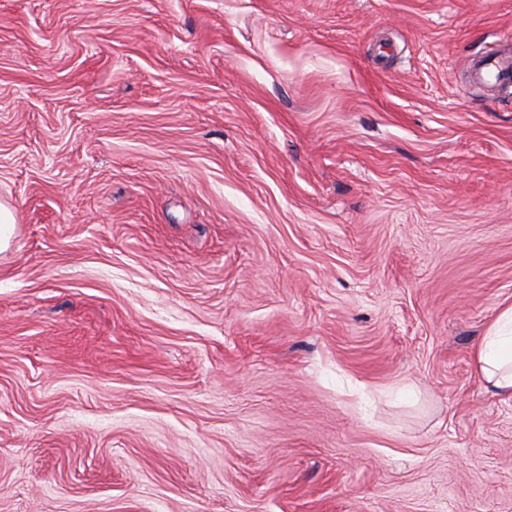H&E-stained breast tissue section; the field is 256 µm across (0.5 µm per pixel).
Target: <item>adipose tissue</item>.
<instances>
[{
	"mask_svg": "<svg viewBox=\"0 0 512 512\" xmlns=\"http://www.w3.org/2000/svg\"><path fill=\"white\" fill-rule=\"evenodd\" d=\"M474 362L487 391L512 397V304L488 325Z\"/></svg>",
	"mask_w": 512,
	"mask_h": 512,
	"instance_id": "1",
	"label": "adipose tissue"
}]
</instances>
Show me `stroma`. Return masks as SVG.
<instances>
[{
    "mask_svg": "<svg viewBox=\"0 0 512 512\" xmlns=\"http://www.w3.org/2000/svg\"><path fill=\"white\" fill-rule=\"evenodd\" d=\"M512 0H0V512H512ZM474 362L487 391L512 397V304L488 325Z\"/></svg>",
    "mask_w": 512,
    "mask_h": 512,
    "instance_id": "1",
    "label": "stroma"
}]
</instances>
